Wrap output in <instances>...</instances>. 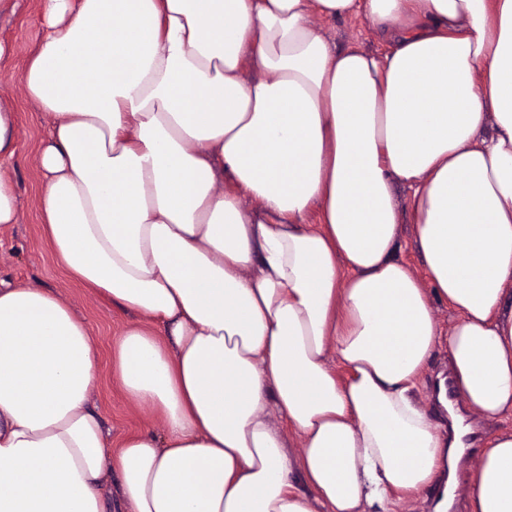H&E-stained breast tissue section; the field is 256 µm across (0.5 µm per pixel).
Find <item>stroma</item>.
<instances>
[{
    "label": "stroma",
    "instance_id": "35a3bbf8",
    "mask_svg": "<svg viewBox=\"0 0 512 512\" xmlns=\"http://www.w3.org/2000/svg\"><path fill=\"white\" fill-rule=\"evenodd\" d=\"M42 7L43 0H8L0 7V43L8 47L7 54L0 56V101L8 103L16 115L18 137V153L0 166V175L13 181L21 200L18 223L0 227V275L16 287L41 284L67 302L85 322L93 338L98 371L91 404L104 420L111 452L116 455L127 436L146 427L161 430L162 421L151 408L132 401L114 373L116 342L125 330L143 327V320L68 277L51 252L40 219L42 175L37 153L49 119L33 109L21 77L41 37ZM323 27L337 48L358 46L377 53L386 50L363 19H336L324 22ZM449 373L448 351L438 348L420 376L417 394L421 406L443 427L448 424V414L437 402L434 385Z\"/></svg>",
    "mask_w": 512,
    "mask_h": 512
}]
</instances>
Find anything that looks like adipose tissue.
I'll use <instances>...</instances> for the list:
<instances>
[{
    "label": "adipose tissue",
    "instance_id": "obj_1",
    "mask_svg": "<svg viewBox=\"0 0 512 512\" xmlns=\"http://www.w3.org/2000/svg\"><path fill=\"white\" fill-rule=\"evenodd\" d=\"M22 82L52 119L51 251L152 322L115 365L163 430L109 460L85 324L0 279V512H105L116 474L123 512H403L431 485L448 512L464 433L415 399L436 348L470 411L512 419V0H46ZM468 492L512 512V431ZM322 24L336 48L345 49L358 46L371 52L382 53L386 46L373 35L368 24L361 18H345L331 21H319ZM400 245L401 249L398 256L401 260L406 262L418 275H423V266L418 244L415 239V232L412 224L408 223L406 219H402Z\"/></svg>",
    "mask_w": 512,
    "mask_h": 512
}]
</instances>
